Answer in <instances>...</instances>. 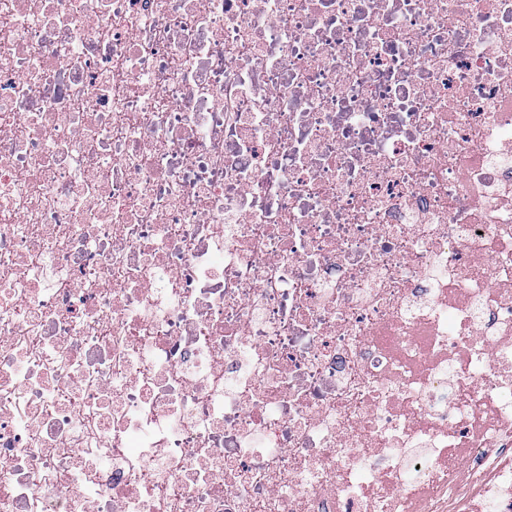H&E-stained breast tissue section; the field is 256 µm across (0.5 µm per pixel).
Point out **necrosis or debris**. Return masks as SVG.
Masks as SVG:
<instances>
[{"label":"necrosis or debris","mask_w":512,"mask_h":512,"mask_svg":"<svg viewBox=\"0 0 512 512\" xmlns=\"http://www.w3.org/2000/svg\"><path fill=\"white\" fill-rule=\"evenodd\" d=\"M0 15V512H512V0Z\"/></svg>","instance_id":"obj_1"}]
</instances>
